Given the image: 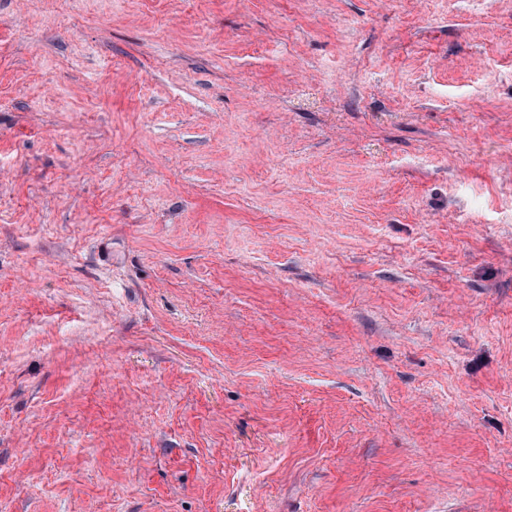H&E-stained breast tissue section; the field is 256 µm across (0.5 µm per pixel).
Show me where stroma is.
Returning a JSON list of instances; mask_svg holds the SVG:
<instances>
[{
    "instance_id": "stroma-1",
    "label": "stroma",
    "mask_w": 512,
    "mask_h": 512,
    "mask_svg": "<svg viewBox=\"0 0 512 512\" xmlns=\"http://www.w3.org/2000/svg\"><path fill=\"white\" fill-rule=\"evenodd\" d=\"M0 512H512V0H0Z\"/></svg>"
}]
</instances>
